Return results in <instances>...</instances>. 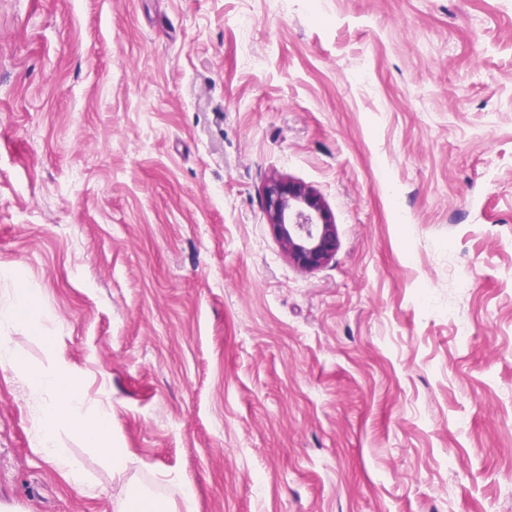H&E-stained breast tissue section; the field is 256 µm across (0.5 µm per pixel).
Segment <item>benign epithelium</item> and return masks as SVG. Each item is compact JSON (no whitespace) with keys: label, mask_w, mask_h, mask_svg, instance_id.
I'll list each match as a JSON object with an SVG mask.
<instances>
[{"label":"benign epithelium","mask_w":512,"mask_h":512,"mask_svg":"<svg viewBox=\"0 0 512 512\" xmlns=\"http://www.w3.org/2000/svg\"><path fill=\"white\" fill-rule=\"evenodd\" d=\"M267 223L289 262L303 270L326 265L336 254V224L314 188L283 178L263 188Z\"/></svg>","instance_id":"1"}]
</instances>
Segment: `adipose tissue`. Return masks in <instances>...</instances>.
<instances>
[{
    "label": "adipose tissue",
    "mask_w": 512,
    "mask_h": 512,
    "mask_svg": "<svg viewBox=\"0 0 512 512\" xmlns=\"http://www.w3.org/2000/svg\"><path fill=\"white\" fill-rule=\"evenodd\" d=\"M32 393L52 398L42 430L37 436L41 451L51 458L56 465L65 470L74 489L84 492L87 478L79 463L71 456L68 449L62 448L56 438L60 425L71 423L78 425L82 434L90 439L95 449L102 456L112 471L121 473L127 470L129 459L123 449L112 445V420L107 413H99L93 420H82L85 396L68 378L33 374L29 381Z\"/></svg>",
    "instance_id": "1"
}]
</instances>
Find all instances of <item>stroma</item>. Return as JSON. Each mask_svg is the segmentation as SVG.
<instances>
[{
  "label": "stroma",
  "mask_w": 512,
  "mask_h": 512,
  "mask_svg": "<svg viewBox=\"0 0 512 512\" xmlns=\"http://www.w3.org/2000/svg\"><path fill=\"white\" fill-rule=\"evenodd\" d=\"M273 176L321 193L326 266ZM27 288L0 512H512V0H0V307ZM35 373L127 472L64 425L72 490ZM267 223L289 262L303 270L326 265L336 254V224L314 188L283 178L263 188ZM29 388L36 395H48L53 399L43 428L36 437L38 447L66 471L77 492L85 491L87 478L68 448H62L56 438L57 428L62 424H76L113 472L122 473L128 469L130 461L124 450L112 448V419L101 412L93 420L83 421L81 414L86 404L85 396L72 381L63 376L35 373L30 378Z\"/></svg>",
  "instance_id": "35a3bbf8"
}]
</instances>
